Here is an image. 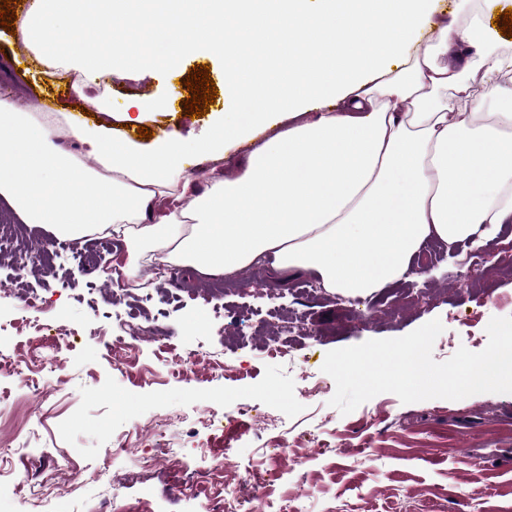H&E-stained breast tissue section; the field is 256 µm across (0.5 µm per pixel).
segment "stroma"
<instances>
[{"instance_id": "obj_1", "label": "stroma", "mask_w": 512, "mask_h": 512, "mask_svg": "<svg viewBox=\"0 0 512 512\" xmlns=\"http://www.w3.org/2000/svg\"><path fill=\"white\" fill-rule=\"evenodd\" d=\"M32 53L0 27V85L16 105L73 108L66 81L48 82ZM224 85L221 53L201 50L163 67L143 59L113 76V107L137 95L169 101L146 130L205 142L224 98L196 117L183 103L193 68ZM54 235L28 225L0 256V512H212V488L245 492L241 476L270 473L269 499L301 512H512V467L469 461L465 444L512 448V394L401 403L382 393L347 415L329 406L328 351L398 338L432 319L443 362L458 348L482 351L491 318L512 316V224L477 248H441L421 275L366 296L314 288L312 274L252 266L219 294L187 267L143 269L135 286L98 272L124 255L121 239L85 263L44 254ZM66 333L50 382L25 365ZM285 338L288 357L264 352ZM192 364H185V357Z\"/></svg>"}]
</instances>
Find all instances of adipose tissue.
<instances>
[{
	"mask_svg": "<svg viewBox=\"0 0 512 512\" xmlns=\"http://www.w3.org/2000/svg\"><path fill=\"white\" fill-rule=\"evenodd\" d=\"M467 2L462 22L432 0H33L16 38L41 67L76 73L70 88L98 119L22 112L0 92V198L61 239L122 238L129 278L157 260L203 276L267 261L351 296L411 279L427 238L512 223V41L487 31L499 0ZM76 22L94 45L74 43ZM158 31L177 57L221 48L242 123H216L193 149L174 132L148 149L120 132L145 121L137 100L117 112L88 91L136 70ZM475 84L499 111H483ZM450 89L452 108L438 98ZM190 153L206 182L186 171Z\"/></svg>",
	"mask_w": 512,
	"mask_h": 512,
	"instance_id": "1",
	"label": "adipose tissue"
}]
</instances>
